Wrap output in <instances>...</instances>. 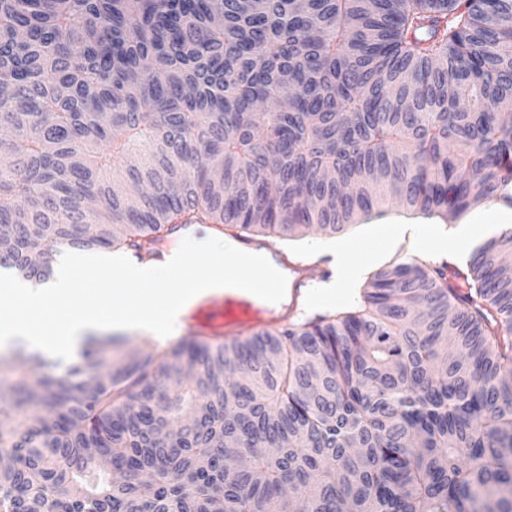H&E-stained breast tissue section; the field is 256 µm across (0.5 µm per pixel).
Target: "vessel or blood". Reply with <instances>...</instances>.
I'll return each mask as SVG.
<instances>
[{
	"label": "vessel or blood",
	"mask_w": 512,
	"mask_h": 512,
	"mask_svg": "<svg viewBox=\"0 0 512 512\" xmlns=\"http://www.w3.org/2000/svg\"><path fill=\"white\" fill-rule=\"evenodd\" d=\"M240 250L259 252L277 267L288 270L291 286L284 298L271 303L236 288H217L207 292L182 319L181 336L204 343L239 341L288 323L298 299L313 287L310 274L298 267H286L281 253L268 241L238 238Z\"/></svg>",
	"instance_id": "1"
}]
</instances>
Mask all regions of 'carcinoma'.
<instances>
[{"mask_svg":"<svg viewBox=\"0 0 512 512\" xmlns=\"http://www.w3.org/2000/svg\"><path fill=\"white\" fill-rule=\"evenodd\" d=\"M512 0H0V264L170 224L346 234L386 196L512 205ZM105 141L110 152L95 146ZM141 156L119 180L117 159ZM512 229L455 275L222 345L58 366L0 405V512H512ZM106 449L122 479L84 456Z\"/></svg>","mask_w":512,"mask_h":512,"instance_id":"1","label":"carcinoma"}]
</instances>
